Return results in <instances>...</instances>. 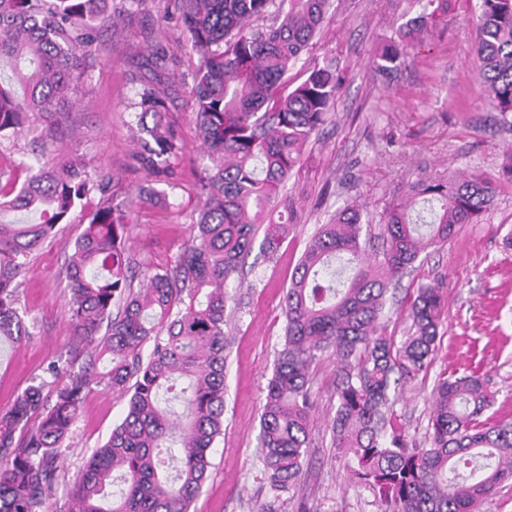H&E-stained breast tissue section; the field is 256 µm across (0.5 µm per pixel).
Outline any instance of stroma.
I'll return each instance as SVG.
<instances>
[{"label": "stroma", "instance_id": "35a3bbf8", "mask_svg": "<svg viewBox=\"0 0 512 512\" xmlns=\"http://www.w3.org/2000/svg\"><path fill=\"white\" fill-rule=\"evenodd\" d=\"M479 5L480 0H448L423 46L407 51L400 66L382 77L373 68L375 51L395 41L398 26L420 15L427 0H333L317 36L289 71L294 84L319 68L339 74L342 83L328 120L280 194L289 218L286 239L273 260L248 272L245 286L229 287L224 433L211 450L210 477L191 512H378L372 492L350 480L349 461L331 446L334 356L324 355L311 367L310 446L296 488L270 489L258 448L259 422L284 341L282 298L318 226L337 210L355 206L370 226L371 249H381L385 211L426 179L477 174L496 193L478 223L461 225L447 242L420 256L387 304L389 330L400 340L410 325L406 292L438 285L446 303L434 360L404 387L394 409L409 435L423 437L438 380L474 372L494 397L490 416L512 417V181L502 174L512 160V118L501 120L489 110L470 63ZM128 7L130 16L100 29L83 87L45 146L53 155L79 157L91 178L110 177L111 190L105 197L91 194L29 256L19 288L29 335L19 344L0 341V411L69 348L67 262L101 200L127 212L124 246L139 272L169 265L198 218V180L210 163L191 110L198 58L174 0H130ZM158 51L168 56V66L148 70L147 59ZM145 80L165 94L184 152L174 179L158 183L154 197L139 199L134 189L150 174L134 158L139 132L133 105ZM126 409L120 393H88L63 455L67 478L79 475Z\"/></svg>", "mask_w": 512, "mask_h": 512}]
</instances>
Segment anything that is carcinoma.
<instances>
[{"label":"carcinoma","instance_id":"obj_1","mask_svg":"<svg viewBox=\"0 0 512 512\" xmlns=\"http://www.w3.org/2000/svg\"><path fill=\"white\" fill-rule=\"evenodd\" d=\"M278 25L249 31L273 0H179L199 58L192 103L212 165L200 177L203 204L194 235L167 268L131 284L123 246L124 212L102 206L75 240L67 265L71 355L17 393L0 411V512H50L66 482L62 456L87 391L94 385L127 397V412L94 449L66 492L64 512H190L209 478L211 448L224 426V334L228 288L264 228L260 253L274 255L288 233L275 219L278 194L303 146L328 119L338 75L316 69L292 89L282 80L325 19L330 0H281ZM437 8L397 29L398 44L374 57L377 72L421 43ZM112 0H0V146L33 118L41 140L54 136L64 102L82 84ZM474 57L491 111L512 114V0H481ZM137 124L146 134L137 163L172 178L183 153L167 121L166 100L143 85ZM24 180L0 182V216L24 212L35 223L0 219V338L22 342L19 276L31 252L54 236L101 180L70 158L35 155ZM495 189L480 176L433 180L413 190L421 206L389 209L382 251L366 257L361 213L336 211L319 225L283 296L284 342L265 388L259 447L271 490L300 479L310 438L311 366L336 355L333 444L372 491L379 512H477L512 475V422L485 423L482 379L442 378L424 440L406 434L392 393L427 371L445 311L434 286L409 296L410 335L397 343L384 310L390 285L429 247L461 224H476ZM67 382L55 383L61 374Z\"/></svg>","mask_w":512,"mask_h":512}]
</instances>
